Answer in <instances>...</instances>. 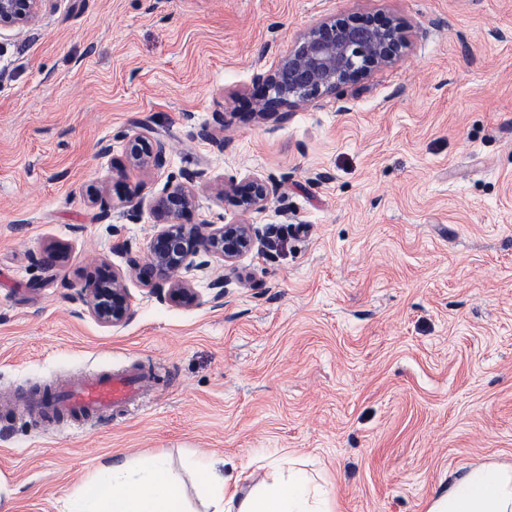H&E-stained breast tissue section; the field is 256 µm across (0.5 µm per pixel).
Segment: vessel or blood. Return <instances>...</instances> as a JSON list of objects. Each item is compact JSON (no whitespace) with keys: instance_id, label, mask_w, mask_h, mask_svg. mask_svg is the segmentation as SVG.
I'll list each match as a JSON object with an SVG mask.
<instances>
[{"instance_id":"obj_1","label":"vessel or blood","mask_w":512,"mask_h":512,"mask_svg":"<svg viewBox=\"0 0 512 512\" xmlns=\"http://www.w3.org/2000/svg\"><path fill=\"white\" fill-rule=\"evenodd\" d=\"M143 381V375L134 371L66 380L57 387L53 397L45 401L44 407L48 413L80 420L134 403Z\"/></svg>"}]
</instances>
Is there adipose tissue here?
I'll return each instance as SVG.
<instances>
[{
    "label": "adipose tissue",
    "mask_w": 512,
    "mask_h": 512,
    "mask_svg": "<svg viewBox=\"0 0 512 512\" xmlns=\"http://www.w3.org/2000/svg\"><path fill=\"white\" fill-rule=\"evenodd\" d=\"M195 468L212 512H330L325 491L299 471L244 493L208 457ZM90 481L97 493L69 498L65 512H188L161 451L101 466ZM428 512H512V469H470L433 498Z\"/></svg>",
    "instance_id": "1"
}]
</instances>
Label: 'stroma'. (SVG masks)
<instances>
[{"instance_id": "35a3bbf8", "label": "stroma", "mask_w": 512, "mask_h": 512, "mask_svg": "<svg viewBox=\"0 0 512 512\" xmlns=\"http://www.w3.org/2000/svg\"><path fill=\"white\" fill-rule=\"evenodd\" d=\"M367 13L409 26L399 63L253 115L255 73ZM144 124L162 169L126 164ZM195 170L190 224L277 184L244 217L253 249L197 275L198 306L129 278L124 325L76 317V287L126 270L120 244L143 251L153 200ZM118 370L145 375L140 403L79 427L11 404ZM156 450L190 494L203 453L247 490L295 466L333 512H428L469 468H512V0H45L0 31V512H61L100 463ZM241 216L266 206L277 193V186L261 179H250L235 189Z\"/></svg>"}]
</instances>
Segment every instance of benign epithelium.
Wrapping results in <instances>:
<instances>
[{
	"instance_id": "benign-epithelium-1",
	"label": "benign epithelium",
	"mask_w": 512,
	"mask_h": 512,
	"mask_svg": "<svg viewBox=\"0 0 512 512\" xmlns=\"http://www.w3.org/2000/svg\"><path fill=\"white\" fill-rule=\"evenodd\" d=\"M44 0H0V29L23 30L38 23ZM408 44L406 26L399 19L367 14L356 19L324 18L307 29L295 49L278 64L254 77L265 92L255 104V114L265 117L286 106H302L342 88L358 87L374 72L398 63ZM130 165L141 169H161L166 164V145L155 131L144 127L126 144ZM206 180L203 170L182 174V181L167 187L152 205L162 224L152 234L143 254L132 255L123 243L119 249L128 255L126 273L112 272L80 287L78 316L89 315L104 327L123 325L131 316V297L126 277H143L148 293L160 301L181 305L201 304V295L187 274L207 272L210 258L232 265L252 250L255 231L244 219L249 212L266 206L277 193V186L261 179H250L235 189L243 219L234 224H183L182 215L194 207L195 187ZM64 255L56 248L46 249L37 259L49 273Z\"/></svg>"
}]
</instances>
